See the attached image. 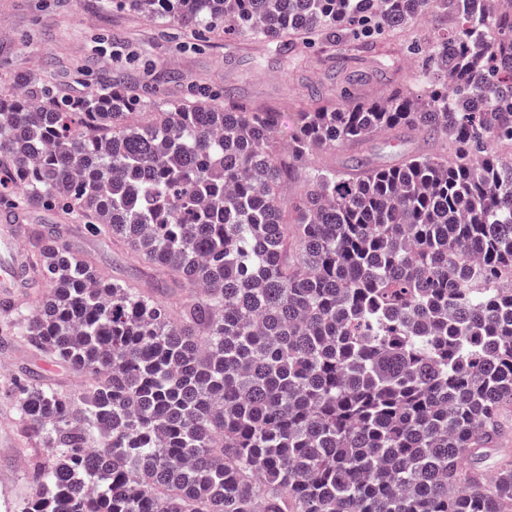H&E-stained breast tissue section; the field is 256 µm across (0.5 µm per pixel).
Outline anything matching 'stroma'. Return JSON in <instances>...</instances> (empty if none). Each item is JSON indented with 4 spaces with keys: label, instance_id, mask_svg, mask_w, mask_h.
<instances>
[{
    "label": "stroma",
    "instance_id": "obj_1",
    "mask_svg": "<svg viewBox=\"0 0 512 512\" xmlns=\"http://www.w3.org/2000/svg\"><path fill=\"white\" fill-rule=\"evenodd\" d=\"M0 93L11 91L15 75L40 74L58 90L78 93L93 89L116 75L144 87H158L164 98L231 90L242 99L278 101L297 112L308 93L323 91L343 97L355 90L376 94L393 78L412 81L420 57L411 46H425L437 25L417 26L401 36L409 51L397 72L380 70L369 54L353 68L331 67L322 47H314L297 69L282 62L273 43L225 37L223 31L192 36L173 25L157 24L126 7L103 8L101 0H0ZM428 154L431 142L410 131L400 133L398 147L376 138L366 146L371 164L393 163L398 152ZM79 250L93 255L106 272L133 276L123 247L80 235L72 236ZM42 375L66 389L85 383L82 375L46 369L42 358L22 342L0 347V385L26 373ZM0 427L13 440L0 447V512H15L30 488L29 464L34 452L22 451L11 409L0 401Z\"/></svg>",
    "mask_w": 512,
    "mask_h": 512
}]
</instances>
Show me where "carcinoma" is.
<instances>
[{
	"label": "carcinoma",
	"mask_w": 512,
	"mask_h": 512,
	"mask_svg": "<svg viewBox=\"0 0 512 512\" xmlns=\"http://www.w3.org/2000/svg\"><path fill=\"white\" fill-rule=\"evenodd\" d=\"M118 1L339 64L457 25L414 86L311 95L285 142L278 107L228 92L146 120L152 90L118 77L72 95L28 73L0 94V213L44 289L0 301V346L93 377L13 379L24 443L49 450L19 512H512V457L480 466L512 432V0ZM399 129L437 151L359 156ZM336 151L350 164L313 162ZM40 208L149 278L20 223ZM445 22L443 21H437L433 25L431 24H425V25H418L415 29H413L411 32L402 33L401 34V41L405 44V46H417L424 47L426 45V42L428 41V38L432 37L435 32H437L440 28L441 32H444L445 28ZM440 32V33H441ZM70 239L76 248L92 254L104 271L119 277H133L136 274L123 247L107 245L80 235H72Z\"/></svg>",
	"instance_id": "cac0c4a2"
}]
</instances>
